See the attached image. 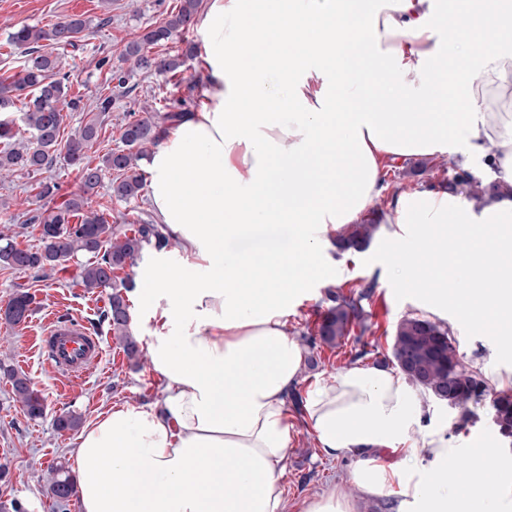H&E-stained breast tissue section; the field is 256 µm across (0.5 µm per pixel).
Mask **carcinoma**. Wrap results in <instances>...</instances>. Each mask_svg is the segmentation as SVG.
Instances as JSON below:
<instances>
[{
    "label": "carcinoma",
    "instance_id": "obj_1",
    "mask_svg": "<svg viewBox=\"0 0 512 512\" xmlns=\"http://www.w3.org/2000/svg\"><path fill=\"white\" fill-rule=\"evenodd\" d=\"M200 6L201 0H179V5L167 13L163 22L128 40L123 45L121 60L129 64V71L110 75L113 86L109 94L97 98V113L65 140L60 138L64 110H78L82 97L68 96V75L61 74L63 59L79 48L81 34L88 29L89 21L63 17L46 28L22 26L10 32L5 43L10 52H19L24 60L18 77L9 82L0 81V112L10 111L19 100L23 112L19 125L13 120H0V176L22 170L42 174L63 163L78 171L82 194L30 217V223L40 226L43 248L34 252L8 242L0 247V266L44 271L80 255L101 256L97 261L77 264L76 278L90 293L112 289L102 317L112 327L130 361H137L141 356L138 342L130 332L128 299L122 293L132 285L117 281L115 272L134 266L145 246L152 243L161 249L169 245V240L157 225L144 220L137 221L138 227L131 233L116 235L106 214L85 210L86 195L95 191L102 172L109 169L115 173L111 186L115 200L128 202L141 196L145 181L139 161L147 158L160 143L174 115L185 111L187 100L196 88V84L185 81L184 77L193 46L175 55L156 53L154 47L185 41ZM137 75L161 76L165 84L187 89V95L156 98L143 106L142 114L130 113L121 133L123 148L107 153L95 165L88 160L86 149L99 137L100 115L111 110L113 100L134 90L129 81ZM430 169L440 172L441 184L449 192L460 194L468 201L480 202L499 191L497 185L486 184L466 171L456 172L449 178L445 168L432 165ZM377 228L372 219L347 224L336 233V248L342 253L361 252L368 247ZM370 294L369 286L348 292L327 290L328 307L318 327V338L308 339L309 346L313 348L319 341L338 347L357 327L360 335L354 338L349 350L351 361L369 354L361 335L370 329L363 305ZM31 304L32 296L28 292L16 293L5 307V320L15 326L26 323ZM389 350L384 360L394 363L411 385L457 411L458 428L476 423L478 416L470 405L487 399L500 435L512 438V389L497 391L489 387L481 372L466 362L448 328L423 316L405 317L395 326ZM7 375L13 395L27 415L32 419L41 417L44 399L28 378L11 371ZM75 493L76 483L64 466L50 470L48 495L56 508H64Z\"/></svg>",
    "mask_w": 512,
    "mask_h": 512
}]
</instances>
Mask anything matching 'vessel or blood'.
<instances>
[{
    "label": "vessel or blood",
    "mask_w": 512,
    "mask_h": 512,
    "mask_svg": "<svg viewBox=\"0 0 512 512\" xmlns=\"http://www.w3.org/2000/svg\"><path fill=\"white\" fill-rule=\"evenodd\" d=\"M38 348L57 372L70 378L84 375L102 356L98 336L84 324L67 319H50Z\"/></svg>",
    "instance_id": "obj_1"
}]
</instances>
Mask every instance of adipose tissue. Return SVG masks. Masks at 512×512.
<instances>
[{"label": "adipose tissue", "instance_id": "1", "mask_svg": "<svg viewBox=\"0 0 512 512\" xmlns=\"http://www.w3.org/2000/svg\"><path fill=\"white\" fill-rule=\"evenodd\" d=\"M497 33L475 68L448 85L450 12ZM267 37L247 46L245 31ZM196 66L206 89L178 114L146 161L148 198L173 254L137 272L156 403L110 405L74 450L82 512H286L281 482L292 441L288 398L303 352L288 315L325 277L332 236L381 195L385 163L498 150L488 169L502 197L481 215L447 191L398 196L385 217L415 225L419 247L397 250L392 275L440 308L417 271L420 253L454 257L463 314L500 321L512 309V0H206ZM266 224L288 246L226 258V241ZM461 225L454 244L437 228ZM304 413L323 454L355 463L363 498L398 488L396 512H496L512 475L470 499L448 484L459 448L427 423L401 373L353 365L321 379ZM399 452L396 463L377 453Z\"/></svg>", "mask_w": 512, "mask_h": 512}]
</instances>
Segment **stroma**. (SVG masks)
Here are the masks:
<instances>
[{
	"label": "stroma",
	"instance_id": "obj_1",
	"mask_svg": "<svg viewBox=\"0 0 512 512\" xmlns=\"http://www.w3.org/2000/svg\"><path fill=\"white\" fill-rule=\"evenodd\" d=\"M176 3L177 0H0V42L6 41L8 32L23 25L43 27L64 16L89 20L83 51L66 57L64 63L73 90L81 92L86 105L85 110L68 113L64 130L69 133L87 121L110 71L122 68L120 52L124 43L144 29L158 25ZM148 88V81H140L134 92L119 98L106 113L99 138L87 151L91 161H99L103 154L120 147L122 126L130 112L140 109ZM112 178L111 171H103L99 187L88 197L89 208L110 212L113 227L120 234L129 231L132 221L152 219L147 197L127 204L113 201ZM38 181L37 175L23 171L0 178V245L8 242L20 248L40 245L39 226L27 221L30 211L43 205L37 197ZM392 230V225L380 224L366 250L337 255L342 273L330 284L345 290L361 283L374 285V295L366 305L371 325L365 335L370 350L362 361L366 367L377 366L382 360L401 318L423 311L421 299L406 293L388 274ZM326 288L312 283L295 303L289 329L297 342L303 343L306 336L314 333L326 308ZM447 289L448 302L443 312L461 353L467 361L479 364L491 388H512V321L507 324V332L488 333L481 323L460 312V279H453ZM20 290L33 295V313L22 329L0 317V365L26 375L43 397L45 410L42 417L29 418L15 400L10 383L0 376V464L8 467L5 477L0 478V505L19 499L28 504L30 512H55L46 493L47 476L51 465L74 467L72 451L79 436L75 430H57L56 418L70 411L86 425L111 404L142 406L155 402L160 390L150 366L139 367L129 361L103 320L102 303L107 300V293H88L64 273L47 277L35 270L0 268V308ZM56 314L84 322L101 341V361L82 377L71 379L58 374L35 348L36 333ZM303 355L305 361L296 386L302 393L315 380L331 377L349 366L340 348H305ZM474 410L479 416L477 423L455 430L454 439L467 449H497L502 467L512 471V443L499 435L486 406L478 404ZM292 416L295 433L282 478L289 503L335 486L342 487L350 498L360 499L361 493L351 477L352 461L325 458L302 412L293 411Z\"/></svg>",
	"mask_w": 512,
	"mask_h": 512
}]
</instances>
